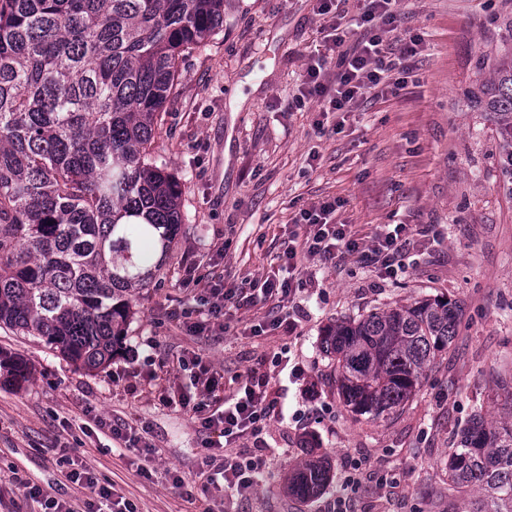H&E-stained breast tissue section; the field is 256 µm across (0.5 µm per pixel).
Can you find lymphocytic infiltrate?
<instances>
[{
  "mask_svg": "<svg viewBox=\"0 0 512 512\" xmlns=\"http://www.w3.org/2000/svg\"><path fill=\"white\" fill-rule=\"evenodd\" d=\"M362 6L360 21L367 28L359 38H352L350 29L333 23L325 36L336 48V83L328 85L322 78V69L308 67L304 80L305 94L318 99L326 112H348L358 98L383 80L389 79L398 69H405L406 61L416 52L414 46L404 45L398 57L388 54V43L397 29L398 0H359ZM331 203H322L302 210L301 217L308 226L302 248H289L285 254L289 269H296L298 254L322 259H335L339 252L353 253L359 246L351 239L344 225L328 223L334 211ZM413 231L409 225L398 224L377 234L366 254L377 264L381 277L390 278L396 273L398 254L410 242ZM178 364L191 374V392L182 393L178 403L188 409L201 427L232 443L243 437L261 440L267 433L274 414L272 397L264 375L247 370L237 378V386L224 397L223 407H214L209 396L218 384L219 373L199 355L180 356ZM264 466L260 456L225 458L217 462L214 456H205L199 476L204 486H223L224 489L245 495L254 491L258 476Z\"/></svg>",
  "mask_w": 512,
  "mask_h": 512,
  "instance_id": "f902f5d3",
  "label": "lymphocytic infiltrate"
}]
</instances>
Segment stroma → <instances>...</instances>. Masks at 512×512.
Returning a JSON list of instances; mask_svg holds the SVG:
<instances>
[{"label":"stroma","instance_id":"35a3bbf8","mask_svg":"<svg viewBox=\"0 0 512 512\" xmlns=\"http://www.w3.org/2000/svg\"><path fill=\"white\" fill-rule=\"evenodd\" d=\"M318 0H224V26L179 66L155 135V154L182 187L180 235L157 284L132 303L123 350L105 369H76L40 339L0 329V349L23 357L22 387L0 380V512H41L18 483L76 512L92 497L72 482L83 461L134 512H470L442 467L469 416L512 409V195L502 188L499 131L474 108L502 46L512 0H400V40L421 39L409 69L351 112H323L303 93L306 70L336 80V55ZM336 202L335 224L367 243L388 224L428 227L401 268L381 279L348 256L305 258L284 302L267 283L287 278L281 257L307 232L302 209ZM231 292L222 321L187 330L207 291ZM447 296L457 337L426 369L416 396L388 419L355 418L342 404L324 327L373 310ZM287 325H274L278 316ZM196 353L224 373L223 403L240 373L264 374L279 417L264 437L269 474L241 497L202 494L207 455L252 453L253 440L208 449L178 356ZM132 427L137 447L110 427ZM331 478L315 498L288 496L285 477L307 449ZM358 473L356 489L346 487Z\"/></svg>","mask_w":512,"mask_h":512}]
</instances>
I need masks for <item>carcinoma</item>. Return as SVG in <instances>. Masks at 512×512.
<instances>
[{"label": "carcinoma", "instance_id": "1", "mask_svg": "<svg viewBox=\"0 0 512 512\" xmlns=\"http://www.w3.org/2000/svg\"><path fill=\"white\" fill-rule=\"evenodd\" d=\"M224 22V0H0V326L39 338L74 366L105 367L132 297L170 257L181 186L152 156L179 61ZM489 80L471 95L494 113L503 187L512 196V23ZM459 304L417 301L320 336L345 407L385 419L456 338ZM6 382L31 368L0 350ZM448 453V486L512 512V417L474 415ZM309 456L287 492L328 482Z\"/></svg>", "mask_w": 512, "mask_h": 512}]
</instances>
